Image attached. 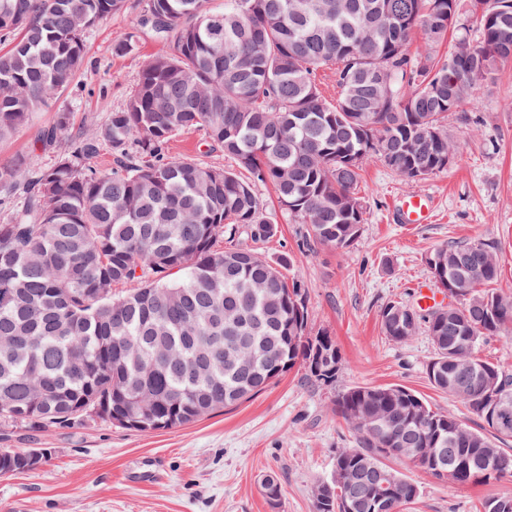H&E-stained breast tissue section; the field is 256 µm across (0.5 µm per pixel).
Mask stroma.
<instances>
[{
  "label": "stroma",
  "mask_w": 512,
  "mask_h": 512,
  "mask_svg": "<svg viewBox=\"0 0 512 512\" xmlns=\"http://www.w3.org/2000/svg\"><path fill=\"white\" fill-rule=\"evenodd\" d=\"M141 2L127 0L124 13L85 32L87 70L70 93L42 106L32 124L0 141V163L23 154L33 168L50 166L64 144L43 142L40 132L57 112L71 113L74 132L89 135L123 105L148 57L164 47L150 30H132ZM131 31L137 50L114 55L113 42ZM474 94L471 118L448 115V134L460 149L446 171L407 181L380 162L366 164L357 187L365 223L352 247L306 246L302 225L285 218L273 237L255 245L287 281L300 284L308 334L335 341L341 366L333 386L315 383L298 366L236 408L169 430L136 433L99 421L45 433L10 429L1 448H45L49 456L35 472L0 477V512H315L314 485L330 474L337 449L354 442L335 401L355 385H402L433 408L477 425L467 408L431 386L426 367L433 348L426 332L398 344L384 336L379 323L384 304H416L420 288L433 286L425 256L451 243L493 246L500 265L495 286L512 293V63L500 66ZM169 154L209 166L228 164L201 128L176 135ZM413 194L434 199V222L411 228L393 222L400 200ZM152 458L163 464L159 476L132 481L131 473ZM270 472L281 484L275 509L261 490ZM408 475L421 487L410 512H479L487 496L512 497V477L460 485L413 469Z\"/></svg>",
  "instance_id": "obj_1"
}]
</instances>
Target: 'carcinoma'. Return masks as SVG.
Masks as SVG:
<instances>
[{
  "mask_svg": "<svg viewBox=\"0 0 512 512\" xmlns=\"http://www.w3.org/2000/svg\"><path fill=\"white\" fill-rule=\"evenodd\" d=\"M209 3L146 0L132 26L169 49L146 61L125 104L92 135H72L70 113H57L44 138L67 147L48 168L34 171L24 156L0 164V193L25 194L0 224L1 429L106 423L109 409L144 419L127 430H169L245 402L297 365L333 385V339L306 333L304 293L240 234L268 239L281 214L306 225L310 241L349 248L364 224L363 166L376 159L406 180L446 170L459 146L445 117L512 62V0ZM125 10L126 0H0V140L69 89L85 65V31ZM417 27L436 47L458 32L466 52H412ZM136 49L132 33L112 44L117 56ZM326 69L333 103L317 83ZM192 127L250 178L168 155L170 139ZM104 144L109 170L89 163ZM267 183L278 214L257 196ZM425 262L452 302L424 310L390 301L381 328L395 343L425 328L430 384L480 428L401 385L339 393L336 411L355 441L316 483L315 512H378V498L386 512H405L420 487L389 459L435 478L462 460L458 484L512 477V449L501 447L512 438V406L505 424L486 418L485 400L490 387L512 398V369L472 356L512 325V293L487 288L500 269L484 242L435 248ZM128 283L139 287L112 293ZM20 457L0 448V477L21 473ZM261 488L279 500L276 474ZM481 512H512V498L489 496Z\"/></svg>",
  "mask_w": 512,
  "mask_h": 512,
  "instance_id": "obj_1",
  "label": "carcinoma"
}]
</instances>
